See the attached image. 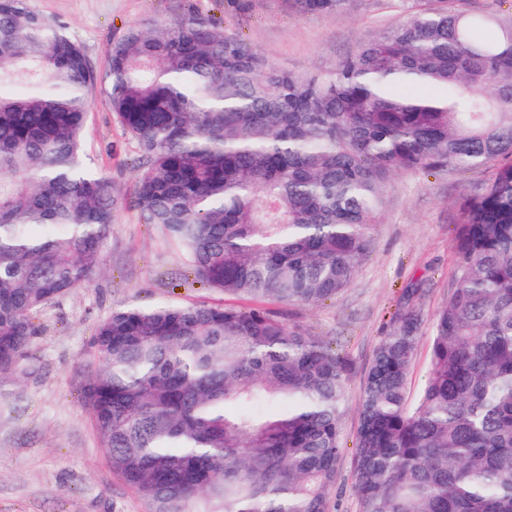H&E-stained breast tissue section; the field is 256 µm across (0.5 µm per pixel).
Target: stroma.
<instances>
[{"mask_svg":"<svg viewBox=\"0 0 512 512\" xmlns=\"http://www.w3.org/2000/svg\"><path fill=\"white\" fill-rule=\"evenodd\" d=\"M31 5L65 27L100 72L127 27L191 11L237 35L274 65L323 74L333 72L370 33L401 20L407 8L405 0H352L349 11L336 16L301 14L293 0H31ZM89 98L84 160L121 187L126 200L114 214L101 274L43 310L22 376L0 380V512H145L143 501L113 472L83 404L95 327L129 305L226 302L223 294L195 282L185 253L162 227L142 223L131 200L142 151L113 114L106 87L96 86ZM491 176L487 167L395 174L371 250L351 286L316 306L278 307L285 321L310 328L350 365L332 512H358L353 444L374 349L406 289L421 286L427 325L408 380V402L416 404L429 364V324L447 301L460 263L453 244L459 204Z\"/></svg>","mask_w":512,"mask_h":512,"instance_id":"stroma-1","label":"stroma"}]
</instances>
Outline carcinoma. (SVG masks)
<instances>
[{"instance_id": "obj_1", "label": "carcinoma", "mask_w": 512, "mask_h": 512, "mask_svg": "<svg viewBox=\"0 0 512 512\" xmlns=\"http://www.w3.org/2000/svg\"><path fill=\"white\" fill-rule=\"evenodd\" d=\"M437 2L325 75L193 14L129 26L101 75L29 0H0V376L20 371L36 315L101 272L124 195L82 158L98 84L143 151L144 223L197 282L259 301L97 325L84 402L147 512H329L349 365L268 304L349 287L393 173L478 166L494 173L461 206L421 396L408 408L424 321L409 288L365 374L353 483L359 512H512V16Z\"/></svg>"}]
</instances>
